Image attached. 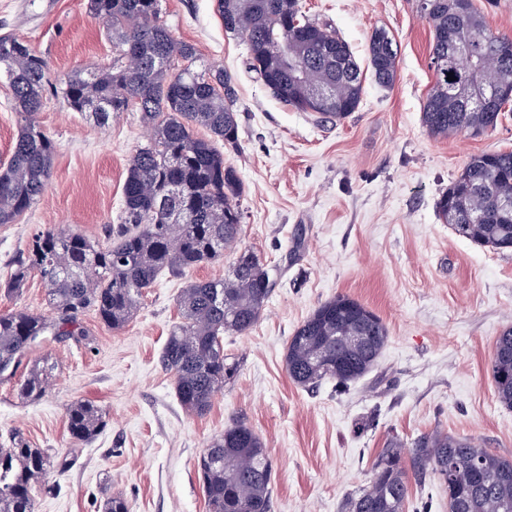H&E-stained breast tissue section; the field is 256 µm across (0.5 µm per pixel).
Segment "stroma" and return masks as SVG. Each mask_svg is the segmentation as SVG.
Listing matches in <instances>:
<instances>
[{"mask_svg": "<svg viewBox=\"0 0 512 512\" xmlns=\"http://www.w3.org/2000/svg\"><path fill=\"white\" fill-rule=\"evenodd\" d=\"M309 17L332 25L359 63L375 29L398 48V76L383 88L366 78L348 117L321 123L276 99L246 66L247 50L227 33L217 0H162L172 36L235 79L238 150H225L244 186L242 244L280 275L258 323L224 339L238 365L204 415L188 413L161 352L179 320L187 282L228 276L235 249L183 274L162 272L119 331L94 311L79 318L85 340L47 337L18 369L49 358L48 394L36 402L0 382V445L20 431L31 447L72 459L35 512H101L103 493L131 512H208L198 459L238 420L264 440L273 468L271 512H341L366 484L387 439L439 429L512 458V410L494 397L491 358L512 327V252L463 239L435 203L470 156L512 150V112L478 136L432 137L421 121L434 83L433 40L415 0H303ZM28 40L58 83L79 67L112 61L104 24L86 0H0V35ZM53 140L44 195L15 223L0 224V313L50 316L45 287L30 275L20 293L6 286L18 257L42 231L66 228L105 245L119 224L127 163L146 141L137 110L100 126L46 91L35 116ZM359 300L389 330L377 366L345 391L335 382L298 386L285 368L288 340L322 303ZM94 402L106 425L73 445L66 408Z\"/></svg>", "mask_w": 512, "mask_h": 512, "instance_id": "stroma-1", "label": "stroma"}]
</instances>
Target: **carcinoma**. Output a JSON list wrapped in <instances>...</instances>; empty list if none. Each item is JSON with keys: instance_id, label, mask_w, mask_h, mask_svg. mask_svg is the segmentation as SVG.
Wrapping results in <instances>:
<instances>
[{"instance_id": "cac0c4a2", "label": "carcinoma", "mask_w": 512, "mask_h": 512, "mask_svg": "<svg viewBox=\"0 0 512 512\" xmlns=\"http://www.w3.org/2000/svg\"><path fill=\"white\" fill-rule=\"evenodd\" d=\"M421 16L432 29L430 68L435 82L422 122L434 137L477 136L496 128L512 102V39L489 29L474 4L433 0ZM106 26L112 64L78 69L57 87L69 108L102 125L114 112L136 108L150 137L131 155L123 186L121 224L106 246L71 230L38 234L16 260L7 291L35 271L55 313L48 321L24 310L0 314V381L15 376L24 354L45 336H82L76 329L87 309L113 329L133 317L143 290L160 271L180 274L224 257L240 243L242 193L236 170L216 146L237 149L234 79L214 70L195 47L174 39L161 18V0H88ZM225 31L247 47L248 66L284 104L321 117H345L362 100L363 79L350 46L326 24L309 19L299 0H217ZM453 33L472 50L464 70L448 77ZM369 66L379 85L397 78V50L384 29L369 42ZM47 61L23 38L0 36V72L9 81L22 127L7 166L0 169V224H12L46 192L55 147L34 115L41 111ZM206 129L210 138L194 136ZM512 151L470 157L436 202L443 223L470 242L493 250L512 249ZM276 284L274 269L250 249L238 251L231 274L192 281L178 299L182 321L171 330L162 363L173 373L176 395L191 414L203 415L236 364L224 354L226 334H243L261 318ZM368 336L369 343L352 341ZM389 339L385 323L348 295L319 305L289 338L285 356L290 379L302 387L324 380L343 388L369 373ZM498 404L512 410V327L498 336L491 359ZM50 367L35 364L15 385L24 401L43 399ZM106 424L89 400L67 408L70 438L91 442ZM410 468H405L404 449ZM72 460L32 448L18 433L0 447V512H35L34 489L49 491L53 474ZM209 512H271L272 465L262 438L243 422H232L198 459ZM436 474L448 495V512H512V459L441 430L411 441L391 437L373 465V476L350 493L342 512H404L409 479ZM103 512H131L126 498L104 497Z\"/></svg>"}]
</instances>
